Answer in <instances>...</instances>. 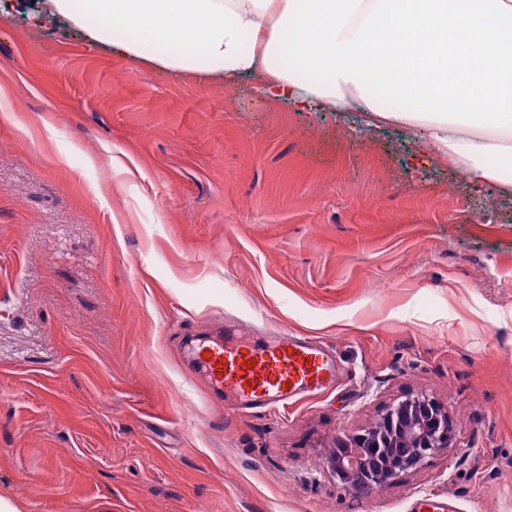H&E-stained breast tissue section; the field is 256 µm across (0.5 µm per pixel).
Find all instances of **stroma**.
<instances>
[{"label": "stroma", "mask_w": 512, "mask_h": 512, "mask_svg": "<svg viewBox=\"0 0 512 512\" xmlns=\"http://www.w3.org/2000/svg\"><path fill=\"white\" fill-rule=\"evenodd\" d=\"M27 11L0 18V493L23 512H512V194L401 126L248 77L229 96ZM261 318L329 348L336 380L225 409L185 340ZM420 393L450 447L347 490L339 439Z\"/></svg>", "instance_id": "1"}]
</instances>
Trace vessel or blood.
<instances>
[{"instance_id": "1", "label": "vessel or blood", "mask_w": 512, "mask_h": 512, "mask_svg": "<svg viewBox=\"0 0 512 512\" xmlns=\"http://www.w3.org/2000/svg\"><path fill=\"white\" fill-rule=\"evenodd\" d=\"M216 394H229L250 409L277 411L295 396L326 388L336 377L332 353L309 338L280 334L193 339L188 344Z\"/></svg>"}]
</instances>
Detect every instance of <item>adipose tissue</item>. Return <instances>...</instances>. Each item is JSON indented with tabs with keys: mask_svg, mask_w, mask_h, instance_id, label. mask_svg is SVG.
Listing matches in <instances>:
<instances>
[{
	"mask_svg": "<svg viewBox=\"0 0 512 512\" xmlns=\"http://www.w3.org/2000/svg\"><path fill=\"white\" fill-rule=\"evenodd\" d=\"M113 56L406 126L512 189V0H50Z\"/></svg>",
	"mask_w": 512,
	"mask_h": 512,
	"instance_id": "adipose-tissue-1",
	"label": "adipose tissue"
}]
</instances>
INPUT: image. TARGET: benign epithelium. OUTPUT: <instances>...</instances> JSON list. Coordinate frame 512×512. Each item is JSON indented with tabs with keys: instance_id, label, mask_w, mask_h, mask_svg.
Instances as JSON below:
<instances>
[{
	"instance_id": "7a95c632",
	"label": "benign epithelium",
	"mask_w": 512,
	"mask_h": 512,
	"mask_svg": "<svg viewBox=\"0 0 512 512\" xmlns=\"http://www.w3.org/2000/svg\"><path fill=\"white\" fill-rule=\"evenodd\" d=\"M451 440L448 410L421 393L393 403L369 428L341 440L327 464L354 492L380 490L449 447Z\"/></svg>"
}]
</instances>
